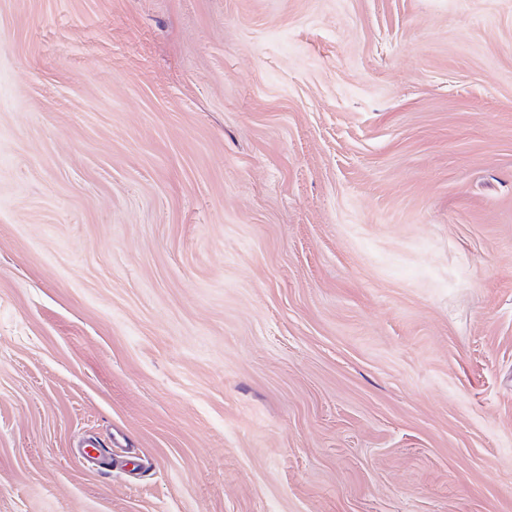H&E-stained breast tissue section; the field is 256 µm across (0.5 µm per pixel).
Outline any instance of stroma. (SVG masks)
I'll return each instance as SVG.
<instances>
[{
	"instance_id": "35a3bbf8",
	"label": "stroma",
	"mask_w": 512,
	"mask_h": 512,
	"mask_svg": "<svg viewBox=\"0 0 512 512\" xmlns=\"http://www.w3.org/2000/svg\"><path fill=\"white\" fill-rule=\"evenodd\" d=\"M0 512H512V0H0Z\"/></svg>"
}]
</instances>
